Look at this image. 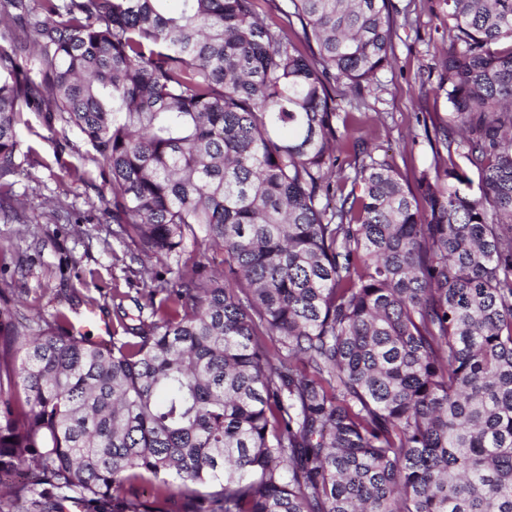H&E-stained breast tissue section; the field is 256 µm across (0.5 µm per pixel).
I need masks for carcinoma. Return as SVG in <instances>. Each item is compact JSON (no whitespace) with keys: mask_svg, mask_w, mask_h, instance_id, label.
Segmentation results:
<instances>
[{"mask_svg":"<svg viewBox=\"0 0 512 512\" xmlns=\"http://www.w3.org/2000/svg\"><path fill=\"white\" fill-rule=\"evenodd\" d=\"M167 2L0 0L3 219L48 89L115 234L176 258L107 342L0 294V474L32 471L0 512H512V0H435L448 114L413 185L335 106L390 64L391 0Z\"/></svg>","mask_w":512,"mask_h":512,"instance_id":"1","label":"carcinoma"}]
</instances>
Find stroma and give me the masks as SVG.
I'll return each instance as SVG.
<instances>
[{"instance_id": "35a3bbf8", "label": "stroma", "mask_w": 512, "mask_h": 512, "mask_svg": "<svg viewBox=\"0 0 512 512\" xmlns=\"http://www.w3.org/2000/svg\"><path fill=\"white\" fill-rule=\"evenodd\" d=\"M396 21L394 62L381 70L362 97L337 98L340 111L365 113L361 135L372 156L394 165L414 181L433 161L424 125L446 113L435 89L439 62L448 44V23L433 0H392ZM21 152L28 159L14 178L27 223H0V291L23 297L29 311L50 317L65 310L76 330L99 339L113 320L114 291L136 293L165 259L144 255L111 236V194L101 181L75 180L74 169L89 166L91 153L74 128H47L41 108L25 110ZM71 204L80 221L50 222L59 203Z\"/></svg>"}]
</instances>
